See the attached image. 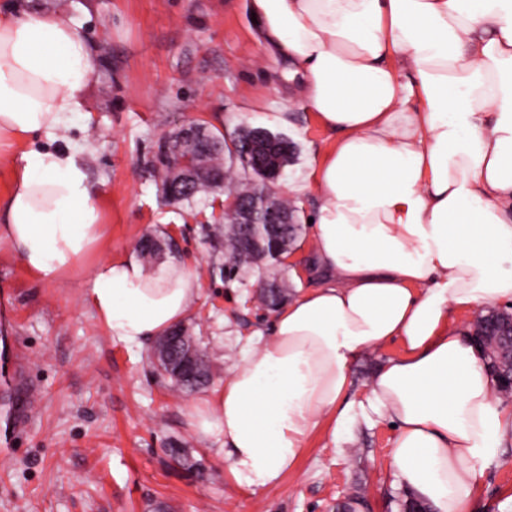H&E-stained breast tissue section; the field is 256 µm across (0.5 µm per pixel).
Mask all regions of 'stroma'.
<instances>
[{"instance_id": "1", "label": "stroma", "mask_w": 512, "mask_h": 512, "mask_svg": "<svg viewBox=\"0 0 512 512\" xmlns=\"http://www.w3.org/2000/svg\"><path fill=\"white\" fill-rule=\"evenodd\" d=\"M52 12L88 41L95 68L68 139L84 160L108 235L89 262L60 280L34 281L0 242V512H400L405 487L388 460L390 419L354 417L340 443L314 436L276 486L238 482L220 442L198 437L189 415L241 363L273 314L251 288L227 287L203 228L222 221L223 195L167 202L147 167L187 121L224 135L263 127L295 145L283 197L301 220L319 197L296 191L333 137L317 122L283 62L268 56L249 0H12ZM172 238L200 292L185 326L212 365L209 387L175 392L152 361V342L112 340L84 302L93 263L136 251L145 235ZM279 273L296 292L321 281L308 233ZM398 351L362 353L348 400L366 397L376 368ZM25 412L23 425L13 417ZM472 512H512V443L480 468Z\"/></svg>"}]
</instances>
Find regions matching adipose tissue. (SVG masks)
Here are the masks:
<instances>
[{
  "label": "adipose tissue",
  "mask_w": 512,
  "mask_h": 512,
  "mask_svg": "<svg viewBox=\"0 0 512 512\" xmlns=\"http://www.w3.org/2000/svg\"><path fill=\"white\" fill-rule=\"evenodd\" d=\"M265 47L334 136L301 191L321 283L288 302L194 428L247 485L278 484L353 409L394 422L389 461L433 512H469L478 466L512 441V408L457 320L512 304V0H250ZM91 48L65 19L0 8V242L31 278L73 271L106 236L81 146ZM199 293L177 257L91 270L84 299L113 340L182 322ZM396 342L359 407L351 366Z\"/></svg>",
  "instance_id": "adipose-tissue-1"
}]
</instances>
